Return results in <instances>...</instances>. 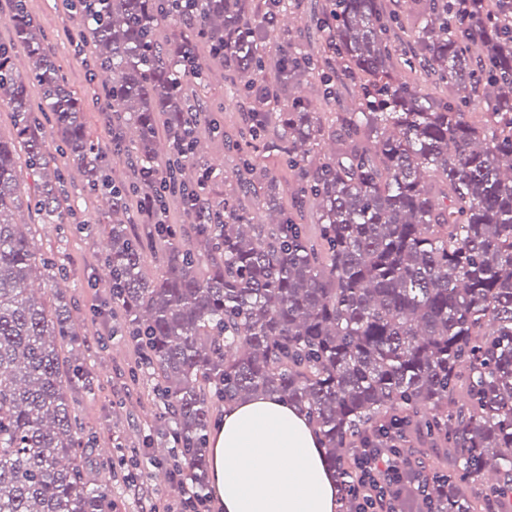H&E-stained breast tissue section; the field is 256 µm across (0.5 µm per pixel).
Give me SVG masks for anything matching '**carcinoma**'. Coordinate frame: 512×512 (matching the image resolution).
Returning a JSON list of instances; mask_svg holds the SVG:
<instances>
[{"instance_id": "carcinoma-1", "label": "carcinoma", "mask_w": 512, "mask_h": 512, "mask_svg": "<svg viewBox=\"0 0 512 512\" xmlns=\"http://www.w3.org/2000/svg\"><path fill=\"white\" fill-rule=\"evenodd\" d=\"M404 30L386 0H324L315 52L268 46L290 0H77L79 41L93 43L105 90L112 153L131 175H103L108 153L87 132L83 102L36 30L27 0H7L13 37L0 41V103L15 136L0 137V512H112L110 481H90L83 435L64 389V339L76 335L66 306L28 293L61 268L15 224L31 210L64 224L78 206L55 192L43 121L61 151L102 190L112 221L106 256L112 316L160 381L157 395L173 465L207 493V433L213 399L257 394L297 407L320 435L328 467L351 491L353 449L388 432L406 452L418 439L453 453V466L421 463L434 478L436 512H504L512 501V36L499 31L500 5L479 0L482 28L468 31L452 0H410ZM171 37L157 38L160 27ZM22 47L32 68L14 64ZM206 48L232 73L229 92L280 101L301 79H319L341 59L359 89L351 111L324 126L293 98L252 114L242 132L266 157L298 173L291 197L315 207L317 232L283 205L274 170L249 162L238 192L277 214L254 223L229 198L199 196L195 239L177 225L144 236L134 201L177 199L205 185L199 157L208 103L185 92ZM417 77L408 83L394 72ZM444 86L442 99L426 86ZM484 114L470 120L466 108ZM168 163L158 164L159 129ZM25 152L18 165L17 147ZM152 168L158 177L142 176ZM159 274L144 272L146 250Z\"/></svg>"}]
</instances>
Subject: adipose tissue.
<instances>
[{
  "label": "adipose tissue",
  "mask_w": 512,
  "mask_h": 512,
  "mask_svg": "<svg viewBox=\"0 0 512 512\" xmlns=\"http://www.w3.org/2000/svg\"><path fill=\"white\" fill-rule=\"evenodd\" d=\"M208 451L223 512H338L336 479L311 425L276 397L225 406Z\"/></svg>",
  "instance_id": "obj_1"
}]
</instances>
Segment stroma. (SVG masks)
<instances>
[{
  "instance_id": "1",
  "label": "stroma",
  "mask_w": 512,
  "mask_h": 512,
  "mask_svg": "<svg viewBox=\"0 0 512 512\" xmlns=\"http://www.w3.org/2000/svg\"><path fill=\"white\" fill-rule=\"evenodd\" d=\"M291 19L279 23L277 45L304 48L317 38L312 22L323 0H296ZM28 8L45 30L58 64L77 93L86 102L85 119L91 131L106 137L103 123L105 102L102 80L91 45L67 39V32L80 29L78 14L69 12L62 0H28ZM207 73L200 96L221 104L218 119L224 128L220 138H204V160L211 169L210 192L221 199L233 193L236 175L246 158L237 147L238 132L253 105L249 99L227 96L229 73L221 59L201 51ZM64 191L78 207L65 224H40L27 209L16 213L18 223L31 227L42 253L63 267L62 279L47 283L51 302L67 304L76 336L66 341L63 354L91 382L90 388L70 383L73 400L85 439L89 441L86 465L96 479H111L113 512H150L151 507L181 497L171 482L158 483L149 473L168 469L171 442L165 434L155 382L139 365L134 342L118 328L105 301L109 294V272L105 264V243L111 226L104 218L105 199L87 189L80 170H64Z\"/></svg>"
}]
</instances>
